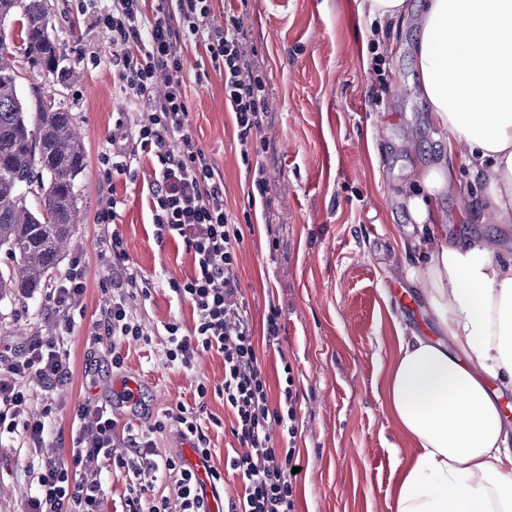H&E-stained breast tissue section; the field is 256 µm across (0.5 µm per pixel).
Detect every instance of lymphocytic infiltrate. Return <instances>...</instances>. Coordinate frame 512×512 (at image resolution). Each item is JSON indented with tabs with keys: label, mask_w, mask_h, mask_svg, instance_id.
<instances>
[{
	"label": "lymphocytic infiltrate",
	"mask_w": 512,
	"mask_h": 512,
	"mask_svg": "<svg viewBox=\"0 0 512 512\" xmlns=\"http://www.w3.org/2000/svg\"><path fill=\"white\" fill-rule=\"evenodd\" d=\"M101 24L112 32L120 52L112 60L130 102L145 104L135 123V151H112L113 172H130L136 154L150 157L155 179L149 210L157 242L181 241L192 257V272L184 280H169L177 299L188 302L191 328L178 320L163 325L166 363L193 371L198 357L214 351L224 359V383L217 394L234 417L233 433L241 450L225 468L212 466L211 440L196 411L179 404L157 412L147 428L129 431L124 449L115 446L117 420L106 407L92 402L74 410L72 445L62 454L40 452L50 410L29 416L25 397L0 384V426L22 429L27 454L25 468L36 476V491L24 512H101L102 472L110 468L129 474L121 512H209L182 454L159 450L156 435L176 431L192 440L209 469L213 489L224 486L225 470L241 481L237 496L225 499L224 512H295L292 462L295 448L275 447L272 427L295 439L298 433L297 394L293 376H286L278 403L259 364L257 337L277 344L282 324L278 308H270L262 331H255L245 305L236 268L243 240L240 222L224 202V181L210 156L189 132L190 115L181 73L182 49L203 47L212 64L224 72V105L238 130L242 160L266 153L262 134L267 82L257 74L244 47L246 31L234 12L215 14L213 0H112ZM112 299L96 324L92 341L108 343L113 368H122V346L129 340L151 343L130 314L128 302L149 298L152 283L128 267L120 234L111 238ZM84 292L83 269L72 268L52 290L61 316L71 330ZM14 376H39L45 387L70 376L67 356L54 338H39L21 349L9 365ZM171 481L165 494L162 481Z\"/></svg>",
	"instance_id": "lymphocytic-infiltrate-1"
}]
</instances>
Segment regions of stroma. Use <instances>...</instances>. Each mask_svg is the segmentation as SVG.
Segmentation results:
<instances>
[{
  "mask_svg": "<svg viewBox=\"0 0 512 512\" xmlns=\"http://www.w3.org/2000/svg\"><path fill=\"white\" fill-rule=\"evenodd\" d=\"M361 0H214L216 14L233 6L248 35L256 70L268 83L261 160L270 186L269 204L249 209L252 174L242 163L237 129L224 107V73L199 49L185 47L182 77L190 131L224 179V201L236 216L250 214L238 252L237 274L254 324L270 307L281 313L276 346H259L271 390L291 365L298 396L294 445L299 467L296 512H395L399 471L415 442L399 427L385 400L398 334L437 336L424 302L406 278L413 221L400 199L409 177L449 156L457 181L470 197L452 190L440 201L449 237L512 243V227L480 224L470 214L485 186L472 179L469 159L447 155L446 133L432 123L416 78L415 45L421 0H408L403 21L380 22L360 10ZM112 0H47L49 27L60 40L63 76L19 64L22 93L37 87L64 103L80 129L85 167L76 179L83 215L67 252L51 275L61 279L74 259L85 267L84 315L63 331L47 290L30 299L0 301V356L32 339L53 336L69 354L71 377L44 391L34 378L0 382L16 386L30 414L51 406L42 451L60 453L71 440L79 403L112 408L120 426L148 425L158 410L194 407L198 381H224V359L201 355L192 372L166 365L158 331L169 319L191 326L188 303L167 282L192 270L184 246L157 243L148 210L153 168L140 157L134 174L105 176L103 157L115 129L130 132L136 105L125 98L112 67L117 48L98 15ZM124 199L114 224L98 217L112 198ZM123 237L130 265L153 281L150 298H134L130 310L151 343L122 347L124 365L113 368L108 347L91 336L111 294L112 268L105 261L113 233ZM410 300L403 309L402 300ZM140 381L141 406L126 405L117 389L125 376ZM202 419H216L209 437L216 466L240 445L224 401L209 396ZM21 431L0 432V512H23L34 489L25 471Z\"/></svg>",
  "mask_w": 512,
  "mask_h": 512,
  "instance_id": "1",
  "label": "stroma"
}]
</instances>
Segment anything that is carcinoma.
Segmentation results:
<instances>
[{
    "label": "carcinoma",
    "instance_id": "cac0c4a2",
    "mask_svg": "<svg viewBox=\"0 0 512 512\" xmlns=\"http://www.w3.org/2000/svg\"><path fill=\"white\" fill-rule=\"evenodd\" d=\"M14 29L9 37L6 29ZM47 73L62 56L46 0H0V301L46 285L80 223L76 177L85 164L72 113L34 87L20 95L17 51Z\"/></svg>",
    "mask_w": 512,
    "mask_h": 512
}]
</instances>
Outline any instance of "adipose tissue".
Masks as SVG:
<instances>
[{"mask_svg": "<svg viewBox=\"0 0 512 512\" xmlns=\"http://www.w3.org/2000/svg\"><path fill=\"white\" fill-rule=\"evenodd\" d=\"M415 52L449 152H468L485 184L475 219L511 224L512 0H426ZM450 188L442 161L403 191L417 226L408 274L440 335L399 337L389 375L390 408L417 444L396 512H512V426L498 403L512 393V257L444 241Z\"/></svg>", "mask_w": 512, "mask_h": 512, "instance_id": "obj_1", "label": "adipose tissue"}]
</instances>
